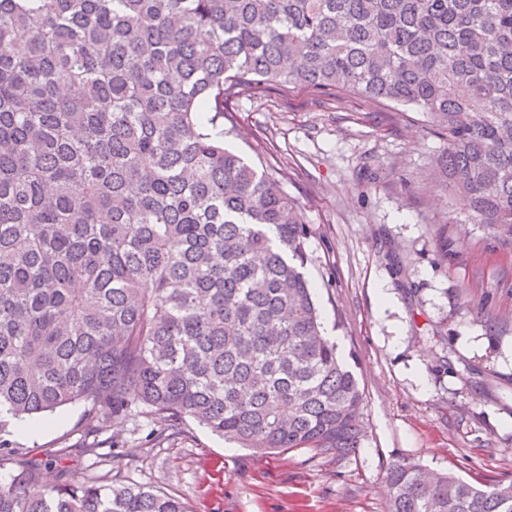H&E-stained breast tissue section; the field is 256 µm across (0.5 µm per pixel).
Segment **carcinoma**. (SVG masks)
I'll return each instance as SVG.
<instances>
[{
  "label": "carcinoma",
  "mask_w": 512,
  "mask_h": 512,
  "mask_svg": "<svg viewBox=\"0 0 512 512\" xmlns=\"http://www.w3.org/2000/svg\"><path fill=\"white\" fill-rule=\"evenodd\" d=\"M414 107L472 220L512 240V0H0V512H190L106 473L45 481L10 426L82 403L264 455L362 447L364 397L306 279L311 229L224 145L245 91ZM385 512H512L398 458Z\"/></svg>",
  "instance_id": "carcinoma-1"
}]
</instances>
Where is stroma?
I'll list each match as a JSON object with an SVG mask.
<instances>
[{
    "label": "stroma",
    "mask_w": 512,
    "mask_h": 512,
    "mask_svg": "<svg viewBox=\"0 0 512 512\" xmlns=\"http://www.w3.org/2000/svg\"><path fill=\"white\" fill-rule=\"evenodd\" d=\"M228 109L226 147L281 173L311 227L305 273L364 391L362 448L341 459L260 456L189 420L128 457L145 420L97 423L80 404L57 409L34 436L12 430V441L78 478L90 463L83 448L96 447L191 512H384L386 467L398 457L436 474L512 479V241L470 222L434 167L445 143L426 116L342 88H270ZM442 356L451 372L439 370Z\"/></svg>",
    "instance_id": "stroma-1"
}]
</instances>
